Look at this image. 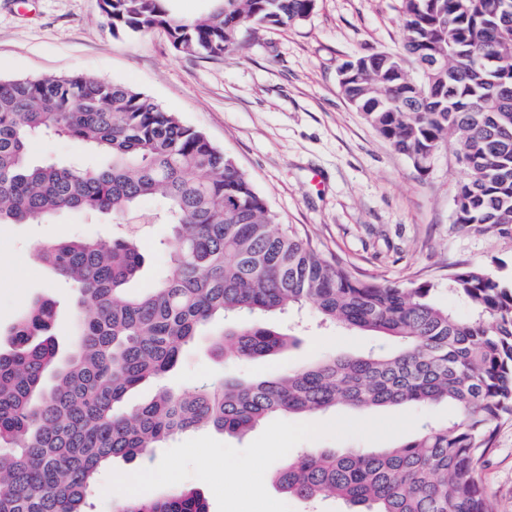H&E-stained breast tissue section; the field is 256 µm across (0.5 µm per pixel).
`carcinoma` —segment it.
Instances as JSON below:
<instances>
[{
	"instance_id": "obj_1",
	"label": "carcinoma",
	"mask_w": 512,
	"mask_h": 512,
	"mask_svg": "<svg viewBox=\"0 0 512 512\" xmlns=\"http://www.w3.org/2000/svg\"><path fill=\"white\" fill-rule=\"evenodd\" d=\"M170 0H101L112 33L164 30L175 49L233 53L257 20L286 28L312 0H213L209 13L173 16ZM404 50L429 57L409 79L361 54L339 73L344 97L414 166L454 148L464 172L454 223L512 234V0H402ZM67 137L98 158L37 164L30 143ZM163 204L176 247L169 272L137 293V239L42 241L39 260L74 288L75 347L59 351L53 302H36L6 330L0 351V512H90L100 468L151 455L202 427L242 436L275 415L450 401L456 419L424 426L399 446L345 453L311 448L288 460L277 486L300 500L342 501L349 512H497L479 482L497 423L512 417V279L483 265L448 275L466 319L433 288L360 279L329 263L276 215L235 161L200 129L149 96L74 74L0 80V224H50L67 211L126 216ZM312 307L320 319L393 340L386 353L327 356L276 378L175 390L166 378L195 337L220 319L212 354L254 359L294 344L258 314ZM154 398L125 405L139 385ZM113 512H209L200 494L120 497Z\"/></svg>"
}]
</instances>
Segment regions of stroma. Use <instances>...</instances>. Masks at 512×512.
<instances>
[{"label": "stroma", "mask_w": 512, "mask_h": 512, "mask_svg": "<svg viewBox=\"0 0 512 512\" xmlns=\"http://www.w3.org/2000/svg\"><path fill=\"white\" fill-rule=\"evenodd\" d=\"M405 39L401 0H316L304 21L252 27L234 54L219 57L178 52L160 29L112 34L99 0H0V80L84 73L148 95L234 157L279 223L296 225L328 261L362 279L433 285L436 303L465 316L469 309L451 292L449 271L496 258L502 275L512 274V238L455 224L463 171L453 149H440L426 171L417 170L349 104L338 83L344 61L402 52ZM32 153L62 165L91 160L55 135L35 141ZM159 210L147 199L118 224L82 211L52 224H0V350L8 346L2 329L39 299L55 304L60 349L74 343L76 295L37 258V242L136 233L145 254L132 285L138 291L168 270L172 228L158 219ZM304 318L298 344L266 358L219 360L210 337H197L172 381L265 380L328 355L394 347L368 331L322 327L310 309ZM480 478L498 512H512V419L498 423Z\"/></svg>", "instance_id": "35a3bbf8"}]
</instances>
